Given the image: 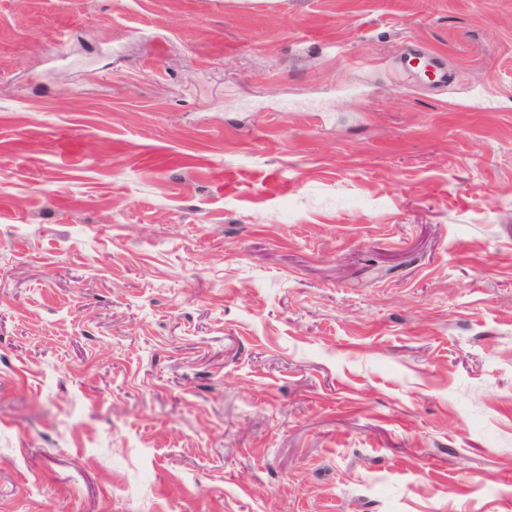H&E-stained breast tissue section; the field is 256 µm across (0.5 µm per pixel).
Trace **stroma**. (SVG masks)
I'll list each match as a JSON object with an SVG mask.
<instances>
[{
  "instance_id": "stroma-1",
  "label": "stroma",
  "mask_w": 512,
  "mask_h": 512,
  "mask_svg": "<svg viewBox=\"0 0 512 512\" xmlns=\"http://www.w3.org/2000/svg\"><path fill=\"white\" fill-rule=\"evenodd\" d=\"M0 512H512V0H0Z\"/></svg>"
}]
</instances>
